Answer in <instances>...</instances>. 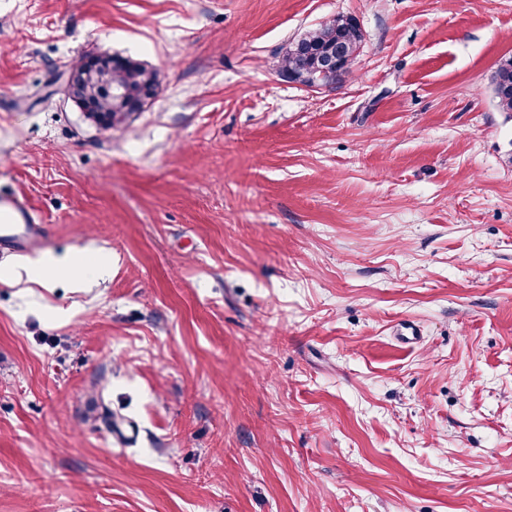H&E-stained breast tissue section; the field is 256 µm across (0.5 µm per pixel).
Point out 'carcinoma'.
I'll return each instance as SVG.
<instances>
[{
    "mask_svg": "<svg viewBox=\"0 0 512 512\" xmlns=\"http://www.w3.org/2000/svg\"><path fill=\"white\" fill-rule=\"evenodd\" d=\"M361 41V31L352 19L326 21L288 43L279 73L293 82L303 74L315 75L322 57L340 45L345 48L348 59L319 82L321 87L332 88L348 72ZM108 63L109 69L92 74L88 65L82 62L74 67V75L76 95L93 106L88 119L112 129L143 111L159 88L160 78L156 69L131 57L114 56L108 59ZM491 84L497 106L504 112H512L511 58L497 66Z\"/></svg>",
    "mask_w": 512,
    "mask_h": 512,
    "instance_id": "cac0c4a2",
    "label": "carcinoma"
}]
</instances>
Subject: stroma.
I'll use <instances>...</instances> for the list:
<instances>
[{"label": "stroma", "instance_id": "35a3bbf8", "mask_svg": "<svg viewBox=\"0 0 512 512\" xmlns=\"http://www.w3.org/2000/svg\"><path fill=\"white\" fill-rule=\"evenodd\" d=\"M336 88L282 79L336 17ZM163 81L102 133L90 53ZM512 0H0V512H512ZM111 258L28 282L41 260ZM361 41V31L352 19L337 18L326 21L289 41L281 59L279 73L293 82H297L303 74L316 75L322 57L340 45L345 48L348 59L337 70H331L318 84V87L332 88L348 72ZM497 106L503 112H512V59L501 62L491 77ZM50 230L20 198L0 193V255L23 256L49 246Z\"/></svg>", "mask_w": 512, "mask_h": 512}]
</instances>
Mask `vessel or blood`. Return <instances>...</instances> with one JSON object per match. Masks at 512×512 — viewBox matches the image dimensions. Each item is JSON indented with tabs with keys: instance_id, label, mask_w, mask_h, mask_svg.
<instances>
[{
	"instance_id": "obj_1",
	"label": "vessel or blood",
	"mask_w": 512,
	"mask_h": 512,
	"mask_svg": "<svg viewBox=\"0 0 512 512\" xmlns=\"http://www.w3.org/2000/svg\"><path fill=\"white\" fill-rule=\"evenodd\" d=\"M50 230L20 198L0 193V255L23 256L45 250Z\"/></svg>"
}]
</instances>
